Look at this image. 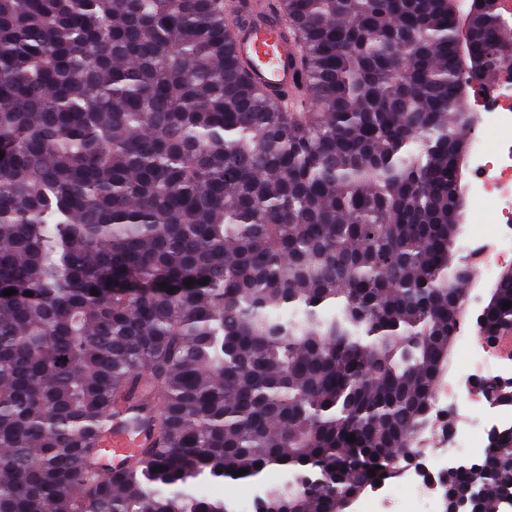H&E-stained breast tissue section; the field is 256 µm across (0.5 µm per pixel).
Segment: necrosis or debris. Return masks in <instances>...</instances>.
Returning a JSON list of instances; mask_svg holds the SVG:
<instances>
[{
  "mask_svg": "<svg viewBox=\"0 0 512 512\" xmlns=\"http://www.w3.org/2000/svg\"><path fill=\"white\" fill-rule=\"evenodd\" d=\"M487 113L472 142L479 160L473 178L494 223L507 225L509 232L470 239L464 250L477 276L489 279L512 262V62L504 63L491 86ZM464 343L468 356L459 375L440 382L434 394L436 417L428 431L433 443L428 453L440 475L458 460L480 461L490 433L512 425V418L501 414L487 394L488 385H512V353L498 339L470 335Z\"/></svg>",
  "mask_w": 512,
  "mask_h": 512,
  "instance_id": "1",
  "label": "necrosis or debris"
}]
</instances>
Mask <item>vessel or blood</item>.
Returning <instances> with one entry per match:
<instances>
[{
    "instance_id": "obj_1",
    "label": "vessel or blood",
    "mask_w": 512,
    "mask_h": 512,
    "mask_svg": "<svg viewBox=\"0 0 512 512\" xmlns=\"http://www.w3.org/2000/svg\"><path fill=\"white\" fill-rule=\"evenodd\" d=\"M229 25L235 55L252 86L276 101L298 92L302 71L297 45L276 0H239ZM128 415L127 409L114 410L111 428L100 437L101 447L116 464L143 443L142 436L127 430Z\"/></svg>"
}]
</instances>
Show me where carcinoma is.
Listing matches in <instances>:
<instances>
[{
	"label": "carcinoma",
	"mask_w": 512,
	"mask_h": 512,
	"mask_svg": "<svg viewBox=\"0 0 512 512\" xmlns=\"http://www.w3.org/2000/svg\"><path fill=\"white\" fill-rule=\"evenodd\" d=\"M282 3L298 112L245 79L230 0H0V512H234L199 480L269 466L267 512H347L421 458L476 277L453 12ZM497 16L471 19L481 80ZM506 301L511 268L477 332L512 335ZM117 404L145 444L114 476ZM442 481L495 512L512 427Z\"/></svg>",
	"instance_id": "carcinoma-1"
}]
</instances>
